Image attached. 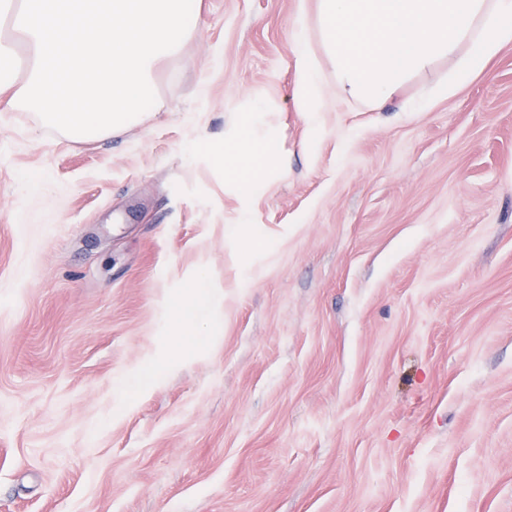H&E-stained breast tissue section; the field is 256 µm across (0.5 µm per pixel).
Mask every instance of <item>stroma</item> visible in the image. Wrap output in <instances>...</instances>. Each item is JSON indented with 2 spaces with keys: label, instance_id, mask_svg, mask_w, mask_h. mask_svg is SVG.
Here are the masks:
<instances>
[{
  "label": "stroma",
  "instance_id": "obj_1",
  "mask_svg": "<svg viewBox=\"0 0 512 512\" xmlns=\"http://www.w3.org/2000/svg\"><path fill=\"white\" fill-rule=\"evenodd\" d=\"M192 16L137 126L0 112V512H512V44L374 110L336 101L317 0ZM267 137L261 183L225 173ZM304 65L301 72L299 102L302 112H308L309 120L313 121L316 112H320L322 106V94L319 90V74L315 66L303 53ZM228 144H224V156L226 160V169H233L243 173H250L256 170V154L250 152V149L237 147L236 149H226ZM219 300L213 297H208L205 300L201 299H178L176 306L178 308V316L180 324L183 327H196L198 324L208 320Z\"/></svg>",
  "mask_w": 512,
  "mask_h": 512
}]
</instances>
